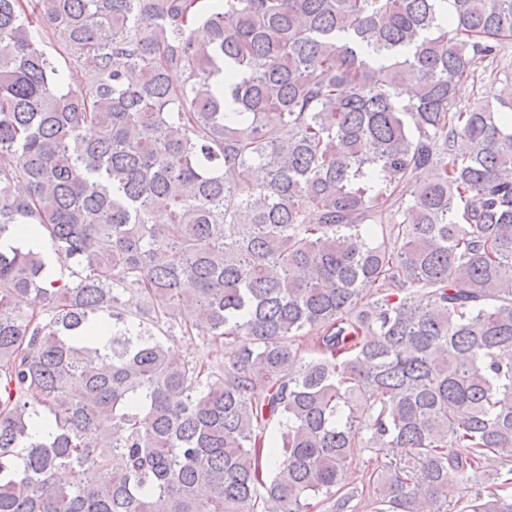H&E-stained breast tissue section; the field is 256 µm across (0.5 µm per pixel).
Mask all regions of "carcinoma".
Masks as SVG:
<instances>
[{
	"label": "carcinoma",
	"mask_w": 512,
	"mask_h": 512,
	"mask_svg": "<svg viewBox=\"0 0 512 512\" xmlns=\"http://www.w3.org/2000/svg\"><path fill=\"white\" fill-rule=\"evenodd\" d=\"M510 41L512 0H0V239L69 271L0 245V512H440L488 471L462 512H512ZM202 327L224 367L160 339ZM460 86L458 100L462 106L477 101L494 102L498 89L501 88L499 81L488 72L479 76L474 84L470 80ZM21 244L34 252H41L45 258L44 276L47 282L55 280L59 277V267L56 257L46 245L39 231L34 227L26 228L20 235ZM488 483L485 475H474L471 480L453 485L448 489V498L442 512H460L465 501L476 492L486 490Z\"/></svg>",
	"instance_id": "obj_1"
}]
</instances>
